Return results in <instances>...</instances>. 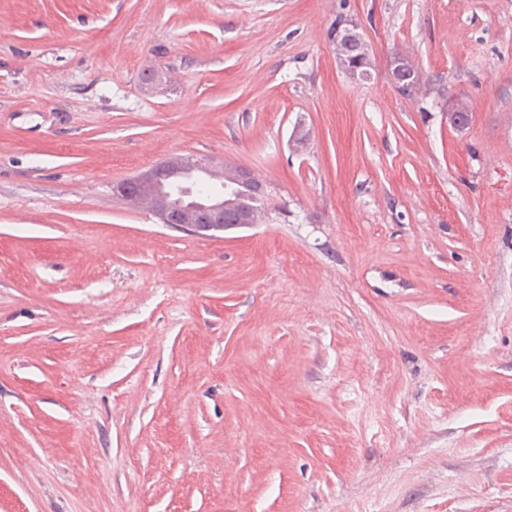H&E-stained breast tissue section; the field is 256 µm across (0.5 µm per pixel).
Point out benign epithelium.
<instances>
[{"instance_id":"1","label":"benign epithelium","mask_w":512,"mask_h":512,"mask_svg":"<svg viewBox=\"0 0 512 512\" xmlns=\"http://www.w3.org/2000/svg\"><path fill=\"white\" fill-rule=\"evenodd\" d=\"M413 77L410 62L398 55L393 62L391 71L392 82L396 86L406 85ZM468 105L457 100L452 104L448 119L457 127L465 124ZM189 169H194L191 163L180 156L150 168L148 171L121 183L120 191L123 195L135 193L137 195L151 196L155 202V214L160 223L177 228L190 235H199L211 230H226L244 227L258 223L254 212L226 211L224 198L218 197L208 201H192L187 204L173 202L164 191L165 181L181 175Z\"/></svg>"}]
</instances>
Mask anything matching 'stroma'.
Segmentation results:
<instances>
[{
  "mask_svg": "<svg viewBox=\"0 0 512 512\" xmlns=\"http://www.w3.org/2000/svg\"><path fill=\"white\" fill-rule=\"evenodd\" d=\"M0 512H512V0H0ZM188 169L196 170L186 159L174 156L150 168L148 171L121 182V195L152 196L155 202V214L161 224L177 228L190 235H199L211 230H226L260 223L253 211H225L224 204L230 210L254 209L262 214L260 192L252 188L237 187L223 196L208 201H192L187 204L173 202L164 191L165 181L181 175ZM260 196V198H259Z\"/></svg>",
  "mask_w": 512,
  "mask_h": 512,
  "instance_id": "1",
  "label": "stroma"
}]
</instances>
